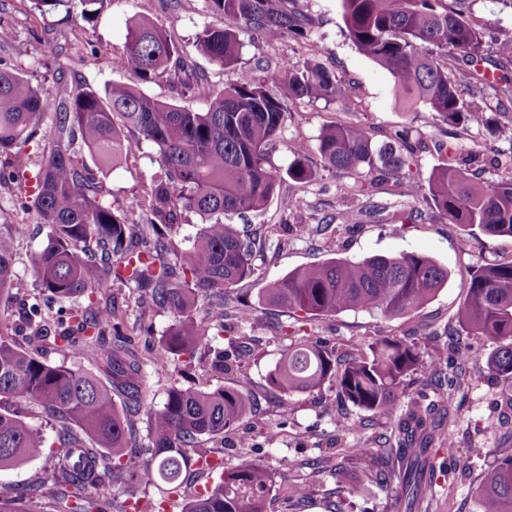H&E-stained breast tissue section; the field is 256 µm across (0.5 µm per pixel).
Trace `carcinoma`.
<instances>
[{
	"label": "carcinoma",
	"mask_w": 512,
	"mask_h": 512,
	"mask_svg": "<svg viewBox=\"0 0 512 512\" xmlns=\"http://www.w3.org/2000/svg\"><path fill=\"white\" fill-rule=\"evenodd\" d=\"M112 0H32L42 14L60 8L79 10L90 23ZM299 0H207L224 26L205 27L197 50L236 78L214 92L194 72L172 42L169 30L148 19L133 21L121 54L125 68L143 82L178 75V98L203 97L207 107L194 111L158 100L140 88L112 83L101 89L81 84L55 95L43 91L26 67L27 53L14 49L0 57V187L25 188L28 164L22 151L34 128L49 118L51 138L41 149L32 191L17 197L24 211H35L46 235L32 257L35 292L17 294L15 246L22 224L0 226V300L21 296L17 319L0 323V404L20 398L59 423L58 449L45 474L31 480L22 500L0 497V512H107L112 488L128 465L132 447L130 417L143 410L146 376L142 363L121 332L123 314L112 282L128 278L151 309L167 312L172 324L154 357L166 368L181 357L194 358L213 347L209 371L227 374L241 368L251 350L227 336L224 306L235 287L256 273L254 243L242 237L232 219L263 209L286 178L311 181L309 148L290 146L294 156L286 174L268 166L269 149L279 141L289 107L304 101L336 99V75L319 63L288 58L271 75L237 70L239 39L247 33L265 40L304 39L311 21ZM349 38L365 56L393 78L396 93L421 106L436 122L453 127L483 126L512 146V119H495L479 103L482 88L493 86L481 71L483 27L464 9L466 0H339ZM432 45L457 60L448 75L425 47ZM476 88L465 101L460 87ZM408 131L372 146L361 124L325 127L316 151L328 171L356 174L385 156L393 169L409 163L401 149ZM150 144L161 174L151 180L136 206L115 209L103 200L101 168H91L83 151L104 166H117L141 144ZM434 213L450 224L492 236L512 237V174L495 181L459 161L437 165L425 182L413 184ZM191 214L202 223L185 251L175 245L176 225ZM448 269L429 256L402 252L358 261L336 257L298 267L258 291L259 300L306 317L347 310L374 311L394 319L419 309L445 287ZM85 298L73 312L49 303ZM458 326L496 344L486 364L507 382L501 391L504 411L512 412V258L478 266L466 299L457 311ZM267 381L284 394L310 392L327 382L352 406L393 417L403 384L420 364L417 346L406 337H383L353 350L338 365L334 351L320 341H292ZM62 356L50 361L43 351ZM111 374L105 383L85 362ZM432 375L419 398L397 417L396 447L387 460L367 448L352 449L364 469L380 464V480L402 478L412 507L438 479V455L453 447L445 430L448 408ZM123 397L115 402L114 393ZM250 391L241 386L201 389L173 385L162 407L146 409L150 456L143 462L146 482L159 480L175 492L194 458L207 451L202 439L222 440L252 413ZM43 436L0 407V468L22 470L42 447ZM495 464L476 489L480 512H512V448L493 449ZM273 472L253 459L219 466V480L192 496L184 512H267Z\"/></svg>",
	"instance_id": "carcinoma-1"
}]
</instances>
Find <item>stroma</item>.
<instances>
[{
    "label": "stroma",
    "mask_w": 512,
    "mask_h": 512,
    "mask_svg": "<svg viewBox=\"0 0 512 512\" xmlns=\"http://www.w3.org/2000/svg\"><path fill=\"white\" fill-rule=\"evenodd\" d=\"M301 9L311 18L307 39L276 41L241 35L239 69L273 66L285 58L310 59L335 72L345 87L343 98L326 102L296 104L285 117L280 141L269 153V163L286 171L292 160L289 145H308L309 165L315 178L307 183L284 181L266 208L249 215L239 228L245 236L262 246L256 261L257 281L240 285L243 298L252 305L254 316L246 323L231 322L233 335L246 343L252 354L240 374L206 373L212 358L202 350L190 371L173 366L159 371L150 361L159 341L172 323L170 315L139 304L133 283L117 281L113 293L124 303V322L130 333L148 327L147 340L137 337L135 350L146 362L148 387L145 403L161 407L173 385L215 388L220 385H245L253 398L254 411L230 432L223 442H207L209 454L222 457L232 467L248 457L268 466L275 475V487L268 512H329L336 498L337 467L347 469L357 493L348 512H399L397 499L402 493L399 479L379 485L365 476L355 459L347 453L359 437L349 433L354 420H366L373 434H390L393 419L368 416L349 403L341 402L332 384L310 393L285 396L268 386L266 376L280 358L284 326L293 322L287 310L259 304L260 283L273 282L294 268L316 264L329 255L358 260L371 255L419 253L433 258L448 269V283L423 307L399 318L388 319L366 311H344L333 316L305 322L303 337L326 341L336 355L356 346H365L385 336L414 339L421 354L458 335L470 354L467 371L460 387L449 391L451 432L454 448L445 464L447 481L438 483L424 497L414 512H478L474 490L484 471L493 464V449L512 446V422H501L496 400L501 386L486 369V360L494 349L492 341L482 336L461 333L455 315L464 302L471 274L478 265L512 257V238L469 233L466 228L436 216L407 225L393 233L396 211L422 206L410 197L412 178L427 179L433 168L447 160L461 159L476 152L475 167L482 178L496 179L512 159L503 153V143L489 130L477 127H452L434 123L428 113L404 104L395 94L390 74L361 54L353 45L339 8V0H300ZM467 12L476 22H490L491 33L483 43L486 67L503 65L512 76V61L501 60L498 43L512 40V7L502 0H467ZM179 24L171 38L181 55L196 72L207 76L214 90L223 89L235 74L199 55L195 37L205 26L222 25L206 0H112L110 9L91 24L68 22L63 13L39 15L29 0H0V25L11 28L16 44L28 51L27 66L36 73L46 67L60 69L63 80H46L45 89L60 91L62 86L86 83L101 88L112 83L136 84V77L117 58L125 41L127 26L134 19L146 17L158 25H167L171 15ZM363 124L373 145H380L398 130H408L412 149L411 170H363L358 175H343L324 170L315 150L321 130L334 124ZM160 173L151 146L142 145L135 156L119 167L105 168L101 177L104 199L113 207L126 208L140 195L144 185ZM13 190L0 188V224H24L28 232L16 246L15 271L25 285H32V254L45 236V227L34 213L15 208ZM8 407L30 426L38 428L45 445L34 453L24 470H0V491L18 495L28 485L34 472L50 461L56 438V423L40 410L20 401ZM132 438L136 446L125 480L114 494L112 512H125L129 500L139 501L146 512L163 505L166 512H182L184 504L197 490L208 484V473L190 475L179 493H171L164 483L142 480L139 464L148 456L146 414L132 418Z\"/></svg>",
    "instance_id": "1"
}]
</instances>
